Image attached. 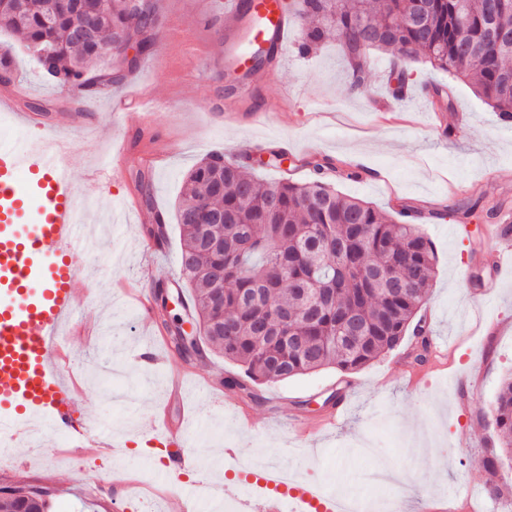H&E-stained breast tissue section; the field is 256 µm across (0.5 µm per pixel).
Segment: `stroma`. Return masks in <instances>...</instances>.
<instances>
[{
    "mask_svg": "<svg viewBox=\"0 0 512 512\" xmlns=\"http://www.w3.org/2000/svg\"><path fill=\"white\" fill-rule=\"evenodd\" d=\"M152 2L161 25L179 26L204 43L207 54L192 55L160 36L135 71L109 55L91 66L93 86L81 96L46 82L22 36L0 32V46L11 49L17 76L16 82H0V97H13L17 111L47 127L71 120L64 151L75 179L99 166L114 168L92 196L96 236L74 259L83 274L81 287L94 290L99 281L117 276L151 283L162 272L180 273L176 206L186 175L212 152L238 162L270 149L284 152L286 165L255 169L264 182H305L309 171L302 159L328 158L333 167L326 177L333 187L391 214H412L437 259L426 305V363L412 362L418 339L409 335L352 374L324 369L266 384L259 402L241 396L232 406L221 395L201 399L205 422L190 444L203 466L176 475L174 484L201 479L236 502L249 498L245 470L222 455L230 446L330 493L353 486L356 500L375 498L366 475L388 465L398 480L385 491L399 512H423L426 501L437 498L447 502L448 512H497L487 492L491 477L480 461L500 446L494 402L501 379L512 373V272L500 279L492 299L483 298L493 276L485 261L493 243L483 230L512 218V125L467 82L423 60L403 61L391 50L368 53L364 83L351 95L347 88L354 77L339 37L328 34L310 54H299L303 28L297 20L275 76L257 85L243 104L248 111L265 99H280L283 112L258 125L213 122L210 114L226 80L211 68L210 58L224 44L227 0ZM111 72L122 73V81L107 82ZM399 81L407 98L390 117L378 118L373 98ZM131 88L154 103L148 126L125 124L112 114V95ZM148 153L163 160L152 171L153 207L137 211L131 206L137 193L133 174ZM157 210L168 217V238L165 259L155 263L144 256L141 242ZM81 323L86 333L76 338L73 351L84 393L73 416L110 432L118 448L109 457L68 456L70 439L57 436L52 445L62 454L45 464L44 439L36 435L17 449L24 466L0 459V487L50 488L49 512H114L122 502L127 512H163L166 487L152 454L162 441L150 414L168 395L170 372L187 368L220 385L238 367L212 353L186 360L172 352L165 368L139 366L136 350L148 327L135 305L118 295L101 294ZM334 393L347 403L342 418L310 442L297 440L286 416L319 418L331 411L327 398ZM236 408L250 414L253 426L234 420Z\"/></svg>",
    "mask_w": 512,
    "mask_h": 512,
    "instance_id": "stroma-1",
    "label": "stroma"
}]
</instances>
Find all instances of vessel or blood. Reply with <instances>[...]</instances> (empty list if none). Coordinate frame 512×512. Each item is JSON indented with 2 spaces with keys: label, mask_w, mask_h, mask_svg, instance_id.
Listing matches in <instances>:
<instances>
[{
  "label": "vessel or blood",
  "mask_w": 512,
  "mask_h": 512,
  "mask_svg": "<svg viewBox=\"0 0 512 512\" xmlns=\"http://www.w3.org/2000/svg\"><path fill=\"white\" fill-rule=\"evenodd\" d=\"M225 68L251 69L256 53L281 61L288 46L284 0H234L224 16ZM87 226L68 166L51 134L0 146V457H14L28 423L52 434H74L90 456L112 454L116 441L72 407L77 370L69 355L81 312L92 293L78 289L74 257L86 246ZM154 429L169 451L161 463L176 473L194 467L186 415L156 411ZM276 473L253 476L262 512H336L331 498L298 483L274 490Z\"/></svg>",
  "instance_id": "obj_1"
}]
</instances>
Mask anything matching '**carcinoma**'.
Listing matches in <instances>:
<instances>
[{"label": "carcinoma", "mask_w": 512, "mask_h": 512, "mask_svg": "<svg viewBox=\"0 0 512 512\" xmlns=\"http://www.w3.org/2000/svg\"><path fill=\"white\" fill-rule=\"evenodd\" d=\"M492 0H298L296 15L311 22L301 50L334 31L346 53L393 49L468 82L512 121V0L493 13ZM52 0H0V30L20 32L45 76L86 85L88 65L110 54L131 71L126 55L153 45L159 18L150 3L112 0L92 16ZM91 29L82 41L75 34ZM312 178L261 183L221 153L187 175L176 213L181 272L194 293V340L170 336L183 357L208 350L241 369L224 387L257 400L255 386L322 369L353 373L397 348L427 302L436 274L432 242L418 225L397 223L368 203L339 194L325 180L327 159L304 161ZM146 204L152 177L134 175ZM354 325L358 335L346 337ZM501 452L481 459L496 475L502 454L512 458V374L495 399ZM27 486L0 494V512L29 508Z\"/></svg>", "instance_id": "carcinoma-1"}]
</instances>
